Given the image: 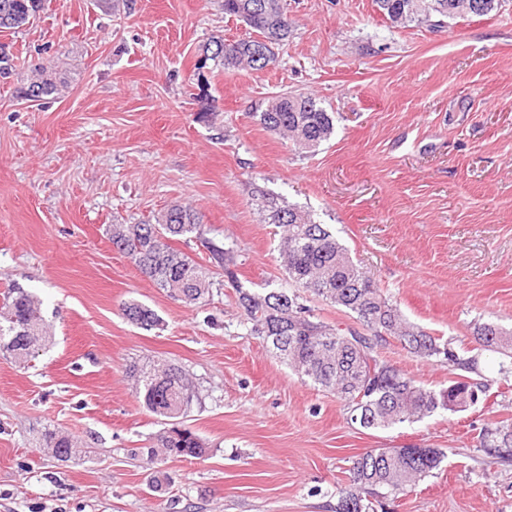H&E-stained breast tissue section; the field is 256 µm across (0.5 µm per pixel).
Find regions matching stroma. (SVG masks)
I'll list each match as a JSON object with an SVG mask.
<instances>
[{
	"label": "stroma",
	"mask_w": 512,
	"mask_h": 512,
	"mask_svg": "<svg viewBox=\"0 0 512 512\" xmlns=\"http://www.w3.org/2000/svg\"><path fill=\"white\" fill-rule=\"evenodd\" d=\"M284 4L295 27L276 66L203 83L199 47L248 32L223 0H42L32 24L0 32L14 63L0 79V293L36 296L52 336L28 363L0 357V512H334L353 459L397 446L447 458L387 512H512V460L480 445L512 426L497 354L479 362L487 399L366 429L250 333L231 284L186 306L112 247L111 224L189 205L206 232L184 252L205 264L206 240L224 242L244 287H278L261 189L329 225L420 330L465 349L479 324L512 331V0L437 29L392 27L373 0ZM37 60L58 89L28 101ZM289 91L334 116L316 151L254 118ZM131 300L163 327L128 322ZM381 355L425 387L448 384L446 365L397 339ZM147 362L193 377L185 423L204 457H138L164 429L128 376ZM47 427L76 442L69 461L44 450Z\"/></svg>",
	"instance_id": "stroma-1"
}]
</instances>
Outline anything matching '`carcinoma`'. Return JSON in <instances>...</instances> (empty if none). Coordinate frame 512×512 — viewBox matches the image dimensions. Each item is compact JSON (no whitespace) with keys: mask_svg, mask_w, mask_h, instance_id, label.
I'll return each instance as SVG.
<instances>
[{"mask_svg":"<svg viewBox=\"0 0 512 512\" xmlns=\"http://www.w3.org/2000/svg\"><path fill=\"white\" fill-rule=\"evenodd\" d=\"M377 10L393 27L413 23L433 24L469 16L470 0H374ZM41 0H0V29H20L36 18ZM224 14L242 21L253 35L228 40L213 37L200 49L195 70L258 71L274 65L276 49L288 44L294 22L281 0H224ZM32 78L23 97L37 101L52 94L56 84L42 62L30 65ZM266 130L290 138L295 148L310 152L327 141L334 122L310 95L281 93L268 99L254 113ZM263 222L281 228L279 259L288 274V286L251 292L236 286L238 304L251 324L250 332L263 337L277 357L301 381L336 395L350 416L367 413L366 429H388L450 410V403L468 394H486L487 384L467 377L478 372L482 351L501 354L505 361L498 373L512 379V333L486 323L477 327L478 352L459 354L451 342L426 334L409 324L397 305L363 273L325 224L314 221L310 211L284 204L263 191L256 194ZM202 215L191 206L173 205L153 224H114L112 247L168 297L186 305H201L213 296L216 270L233 277L234 250L207 241L211 266H205L174 247V242L203 235ZM302 288L343 309L360 327L342 328L313 320L311 310L300 303L296 289ZM123 315L131 323L151 330L160 325L157 313L136 301L123 304ZM48 333L38 299L18 284L0 295V355L32 350L30 332ZM394 337L415 356L436 360L461 374L440 390L425 388L408 374L379 357L386 337ZM136 396L143 408L166 421L169 412L184 405L189 411L197 392L192 380L174 365L129 366ZM42 445L56 449L59 460L71 458L73 440L46 429ZM483 447L500 461L512 459V430L502 426L483 434ZM175 458H200L206 454L203 441L190 429L175 436L162 433L158 448L142 451L148 464L159 453ZM445 452L440 448H374L357 456L349 468L348 482L337 489L335 512H375L383 499L409 492L419 481L440 470Z\"/></svg>","mask_w":512,"mask_h":512,"instance_id":"carcinoma-1","label":"carcinoma"}]
</instances>
